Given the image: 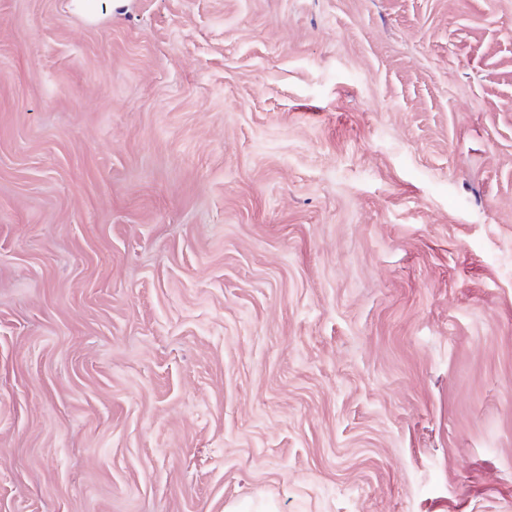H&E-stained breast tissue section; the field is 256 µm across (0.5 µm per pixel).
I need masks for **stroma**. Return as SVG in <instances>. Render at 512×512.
I'll return each instance as SVG.
<instances>
[{"instance_id":"stroma-1","label":"stroma","mask_w":512,"mask_h":512,"mask_svg":"<svg viewBox=\"0 0 512 512\" xmlns=\"http://www.w3.org/2000/svg\"><path fill=\"white\" fill-rule=\"evenodd\" d=\"M0 0V512H512V0Z\"/></svg>"}]
</instances>
